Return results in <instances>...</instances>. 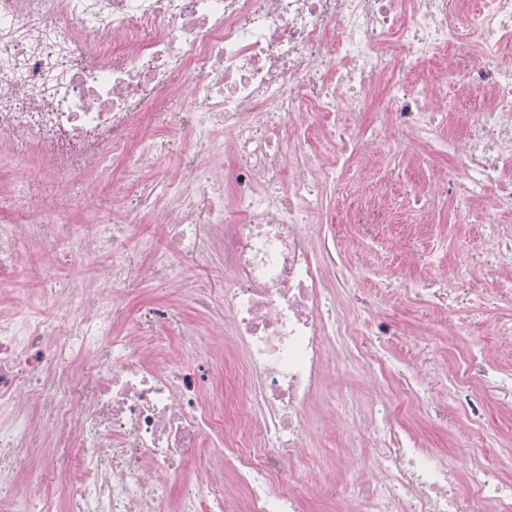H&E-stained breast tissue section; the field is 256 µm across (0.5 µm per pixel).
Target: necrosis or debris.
Here are the masks:
<instances>
[{
	"mask_svg": "<svg viewBox=\"0 0 512 512\" xmlns=\"http://www.w3.org/2000/svg\"><path fill=\"white\" fill-rule=\"evenodd\" d=\"M0 0V148L25 145L67 173L119 136L138 107L171 89L175 71L194 75L197 107L187 125L196 144L223 158L224 178L191 168L179 189L159 182L151 195L170 238H140L151 255L142 278L168 277L183 257L221 263L231 337L244 350L248 385L216 414L193 397L200 378L181 356L149 364L140 348L112 343L111 266H94L67 288L46 284L43 306L0 318V457L16 470L48 445L44 430L66 432L72 450L67 494L42 484L27 512H162L169 494L180 512H307L285 481L286 463L303 459L305 413L325 386L328 363L355 361L383 372L377 351L353 350L363 336H391L392 323L361 319L369 301L335 289L315 243L329 216L302 158L303 128L361 112L377 85L374 142L405 156L415 137L427 156L451 157L440 190L418 200L429 223L448 196L469 210L481 197L512 204V0H481L449 13L448 0ZM474 49L459 52L460 35ZM431 61L460 99H478L473 121L448 125L445 86L405 80ZM207 213L214 251L199 250L195 224ZM74 311L55 330L51 311ZM48 346L49 362L29 365ZM458 384L467 422L488 404L471 376L489 377L478 354L463 359ZM430 386L396 382L362 404L338 397L358 458L357 493L337 512H512V481L498 468L449 467L445 451L408 430L410 408L430 411ZM232 433L228 466L237 492L186 473L209 435ZM181 472L179 484L169 476Z\"/></svg>",
	"mask_w": 512,
	"mask_h": 512,
	"instance_id": "obj_1",
	"label": "necrosis or debris"
}]
</instances>
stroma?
<instances>
[{"instance_id": "stroma-1", "label": "stroma", "mask_w": 512, "mask_h": 512, "mask_svg": "<svg viewBox=\"0 0 512 512\" xmlns=\"http://www.w3.org/2000/svg\"><path fill=\"white\" fill-rule=\"evenodd\" d=\"M177 93L163 109L146 107L139 111L125 133L115 138L104 151L88 159L85 176L59 175L40 166L34 152L17 147L0 151V223L24 224L33 216L47 220L46 232L55 234L57 223L68 225L73 235H83L87 226L126 223L129 214H137L142 233L155 240H165L169 227L162 224L156 211L144 209L142 201L157 180L182 184L189 164L209 166L207 155L196 152L194 137L183 120L194 107L190 80L176 73ZM154 143L153 153L138 167L130 160L139 151L142 137ZM447 156L435 165L419 167L410 161L399 162L390 156L366 152L362 169H350L343 180L328 189L324 204L331 212H340L351 196L359 191V177L372 180L387 178L397 170L398 213L407 216L412 201L423 190L435 187L439 169L450 165ZM512 224V209L497 205L494 198L478 203L470 214L458 215L455 204L436 212L433 222L422 234H404L402 225L393 231L403 237L400 249H391L388 231L376 228L366 234L350 225L339 224L330 240L335 259L334 272L354 282L361 294L371 298L375 312L392 320L402 333L381 340L380 352L405 374L427 377L435 387L434 397L440 407L438 417L429 418L409 411L410 427L432 448L449 450L448 461L458 465L454 451L471 443L475 452L471 463H489L500 467L512 478V454L504 446L512 442V409L503 405L502 395L493 385H483L490 410L475 428H467L460 411L453 377L454 357L470 348H484L485 357L496 375L512 373V288L505 287L507 271L486 265L483 254L489 248L484 216ZM22 263L11 276V285L0 288V317H15L25 309L41 306V286L45 279L71 284L76 282L88 259L68 245H61L54 262H47L46 239L23 238L16 244ZM150 261L138 246H130L120 268V278L113 284L120 302L113 312L112 338L124 341L132 336L143 339L149 360L162 361L165 355L182 353L185 360H207L211 366L212 385L201 398L214 412H223L246 387L242 375L244 356L240 347L224 331V308L214 304L199 307L196 293L204 288L220 293L223 282L219 268H201L185 261L176 276L164 280L143 281L138 271ZM447 273L448 290L460 285L478 288L489 298L488 311L473 309L470 316L476 326L469 334L450 335L451 311H435L422 304L401 309L385 300L387 288L398 281L412 279L425 283L440 273ZM167 306L170 318L165 324L154 323L149 311ZM390 379L360 373L337 364L327 376L321 411L332 409L331 396L346 393L362 401L383 395ZM310 445L323 467L322 473H310L301 485L309 512H336V501L323 481L340 485L355 479L346 457L347 435L344 428L323 430L319 421L310 426Z\"/></svg>"}]
</instances>
